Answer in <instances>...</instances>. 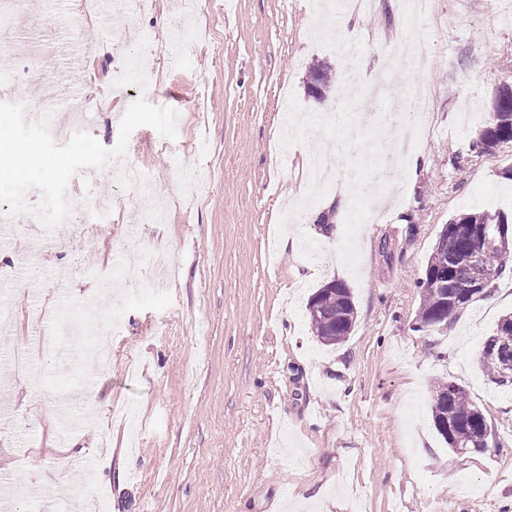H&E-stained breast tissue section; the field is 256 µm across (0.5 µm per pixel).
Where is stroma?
Listing matches in <instances>:
<instances>
[{
  "instance_id": "stroma-1",
  "label": "stroma",
  "mask_w": 512,
  "mask_h": 512,
  "mask_svg": "<svg viewBox=\"0 0 512 512\" xmlns=\"http://www.w3.org/2000/svg\"><path fill=\"white\" fill-rule=\"evenodd\" d=\"M317 0H120L109 19L81 22L74 0H20L13 58L42 64L55 86L45 109L81 111L83 131L114 147L128 106L145 99L178 113L177 135L136 128L123 159L151 182L167 220H140L135 182L86 168L69 182L68 220L46 231L29 216L0 223V299L15 320L0 327V364L28 345L44 383L0 372V486L17 489L12 512H58L60 497L104 494L101 512H512V390L494 384L477 353L512 313V265L491 299L423 336L412 329L418 286L448 220L512 212V144L472 148L475 103L487 116L512 82V19L502 0H432L434 18L409 23L398 0L362 14L349 55L335 11ZM427 35L423 66L375 69L390 42ZM382 32L383 42L369 41ZM160 49L143 85L99 84L101 104L78 98V65L111 67L116 43ZM332 82L309 96V66ZM412 114L437 129L408 147L391 140L390 103L407 86ZM334 102L352 114L354 142L310 139L301 114ZM335 152L339 181L378 166L392 192L374 217L352 224L351 205L329 235L316 218L330 189L311 191V156ZM427 164L415 179L405 155ZM112 200L92 252L74 236L80 201ZM312 196L295 222L284 204ZM168 255L150 288L100 299L106 274ZM351 288L357 325L322 344L306 305L330 280ZM112 353L108 371L94 365ZM462 384L492 429L489 448L455 454L433 427L438 382ZM29 447L27 457L16 449Z\"/></svg>"
}]
</instances>
